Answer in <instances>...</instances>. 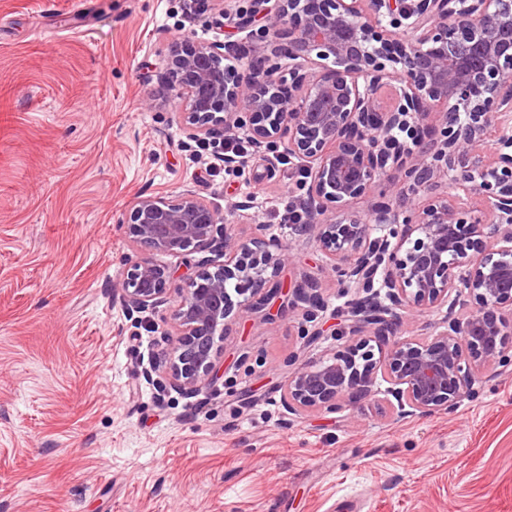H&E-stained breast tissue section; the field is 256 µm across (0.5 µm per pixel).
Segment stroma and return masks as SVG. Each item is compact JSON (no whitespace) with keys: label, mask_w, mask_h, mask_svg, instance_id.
Returning a JSON list of instances; mask_svg holds the SVG:
<instances>
[{"label":"stroma","mask_w":512,"mask_h":512,"mask_svg":"<svg viewBox=\"0 0 512 512\" xmlns=\"http://www.w3.org/2000/svg\"><path fill=\"white\" fill-rule=\"evenodd\" d=\"M247 0H0V512H512V363L447 413L396 417L386 383L335 414L287 413V358L353 343L350 296L316 240L278 223L296 168L253 150L240 169L192 140L160 74L183 34L223 40ZM290 245L279 279L320 289L300 308L237 311L215 340V384L168 388L171 307L127 315L140 197L184 192Z\"/></svg>","instance_id":"stroma-1"}]
</instances>
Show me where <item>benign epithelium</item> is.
<instances>
[{
    "mask_svg": "<svg viewBox=\"0 0 512 512\" xmlns=\"http://www.w3.org/2000/svg\"><path fill=\"white\" fill-rule=\"evenodd\" d=\"M252 0L243 32L265 20L258 75L224 68L225 44L186 36L164 63V88L180 100L192 138L242 130L258 149L282 145L306 178L307 223L336 286L363 294L352 306L358 340L290 372L288 414L337 413L378 380L397 413L433 415L475 395L508 360L512 321V0ZM398 168L415 191L440 173L453 192L397 211L383 176ZM370 197L366 214L341 216ZM129 234L142 250L189 256L218 247L196 271L143 258L121 282L128 314L176 300L179 334L169 353L174 389L193 394L218 377L215 338L291 260L262 233L233 225L190 193L140 197ZM474 308L448 315L427 339L403 336L397 311L439 310L451 296ZM314 285L292 291L306 318L322 309Z\"/></svg>",
    "mask_w": 512,
    "mask_h": 512,
    "instance_id": "benign-epithelium-1",
    "label": "benign epithelium"
}]
</instances>
